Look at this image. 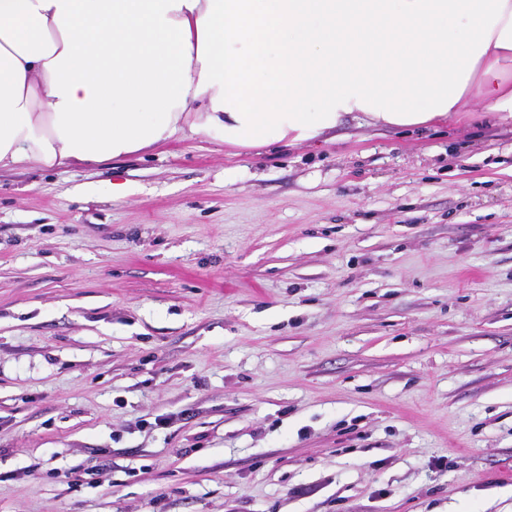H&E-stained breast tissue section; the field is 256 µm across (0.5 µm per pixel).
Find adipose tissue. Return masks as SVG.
<instances>
[{
    "mask_svg": "<svg viewBox=\"0 0 512 512\" xmlns=\"http://www.w3.org/2000/svg\"><path fill=\"white\" fill-rule=\"evenodd\" d=\"M512 121V0H0V169Z\"/></svg>",
    "mask_w": 512,
    "mask_h": 512,
    "instance_id": "ef3b65f1",
    "label": "adipose tissue"
}]
</instances>
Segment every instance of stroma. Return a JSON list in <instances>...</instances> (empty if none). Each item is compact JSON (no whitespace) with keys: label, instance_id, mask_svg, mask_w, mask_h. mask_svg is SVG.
Masks as SVG:
<instances>
[{"label":"stroma","instance_id":"1","mask_svg":"<svg viewBox=\"0 0 512 512\" xmlns=\"http://www.w3.org/2000/svg\"><path fill=\"white\" fill-rule=\"evenodd\" d=\"M0 512H512V123L0 169Z\"/></svg>","mask_w":512,"mask_h":512}]
</instances>
